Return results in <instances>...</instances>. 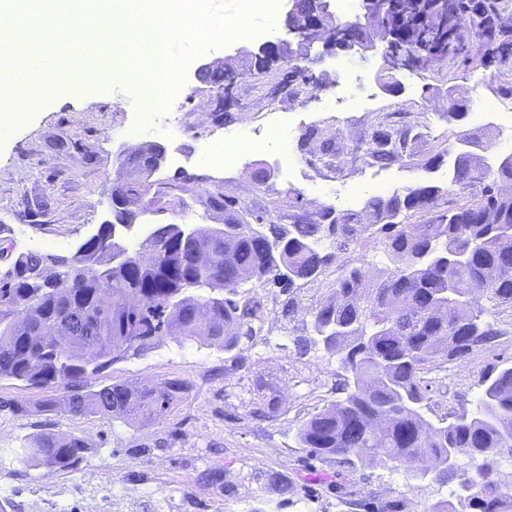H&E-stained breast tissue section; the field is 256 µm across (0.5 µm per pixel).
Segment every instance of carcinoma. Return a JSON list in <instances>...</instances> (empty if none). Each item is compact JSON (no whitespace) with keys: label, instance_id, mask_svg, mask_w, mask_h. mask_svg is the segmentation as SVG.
Instances as JSON below:
<instances>
[{"label":"carcinoma","instance_id":"1","mask_svg":"<svg viewBox=\"0 0 512 512\" xmlns=\"http://www.w3.org/2000/svg\"><path fill=\"white\" fill-rule=\"evenodd\" d=\"M389 49L414 62H463L465 41L485 40L495 56L512 53V0H392ZM412 128L395 112L381 117L361 148L369 165L408 155ZM451 183L469 197L448 200L429 183L375 196L361 212H294L288 223L223 196L224 236L201 229L181 238L156 224L126 261L112 264L104 243L70 255L21 252L0 278V381L55 392L42 411L159 421L187 385L152 388L100 383L112 364L153 349L167 336L226 352L257 335L264 297L242 284L271 283L287 296L280 314L295 319L312 298L310 325L294 337L298 355L321 345L340 355L345 397L298 431L302 447L351 467L368 463L402 472L406 483L449 490L428 512H512V365L479 380L477 408L434 424L425 376L438 362L462 359L505 335L485 318L512 311V169H491L478 152L454 154ZM379 237L388 266L371 272L343 260ZM292 273L279 280L277 269ZM75 436L42 432L15 450L21 462L61 471L85 452ZM264 492L288 493L277 473ZM364 512H406L403 498L362 501Z\"/></svg>","mask_w":512,"mask_h":512}]
</instances>
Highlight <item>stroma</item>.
I'll use <instances>...</instances> for the list:
<instances>
[{
  "label": "stroma",
  "instance_id": "1",
  "mask_svg": "<svg viewBox=\"0 0 512 512\" xmlns=\"http://www.w3.org/2000/svg\"><path fill=\"white\" fill-rule=\"evenodd\" d=\"M71 14L46 9L29 10L20 27L32 49L47 52L70 35ZM102 36L89 41L84 52L58 60L57 73L73 76L81 91L58 90L39 110L27 114L0 135V240L10 239L16 250L73 253L77 244L112 221V190L125 178L120 154L158 141L168 153L182 154L183 167L162 164L154 181L171 184L161 198L145 191L137 205L139 217L131 229H118L123 243L142 240L152 224L214 226L224 221L222 211L208 205L210 195L225 194L248 206L274 213L288 210L289 192H298L304 207L330 206L336 212L362 211L377 196V182L396 190L409 184L448 183V165L426 170L423 162L447 149L464 133L479 136L487 163L512 145V127L495 114L474 122L472 113L487 101L512 111V74L497 72L485 61L482 39L466 41L469 65L440 63L425 71H401L402 89L386 93L377 87L379 54L349 57L314 46L307 70L288 90L276 91L289 66L274 63L261 79L242 73L224 99V114H215L216 89L197 71L200 64L223 59L237 49L257 51L258 43L240 37L196 57L185 84L192 90L180 113L188 134L171 139L156 131L133 137L127 128L137 113L147 111L144 95L130 83L109 80V71L126 62L127 49L119 29L108 19L99 23ZM355 100L352 109L335 103V94ZM465 111L463 120L449 121V101ZM401 112L421 136L413 144V158L386 167L362 163L359 148L367 140L374 117ZM277 117L288 131V150L297 162V175L288 178L269 147L243 156L230 169L212 165L200 154L203 142L223 131L265 127ZM344 149L339 170L324 167L318 156L323 140ZM275 163L262 186H255V164ZM355 188V202L341 204L344 190ZM300 310L294 322L270 315L253 339L239 350H222L166 337L157 347L113 364L101 375L105 381H124L151 387L183 380L187 390L158 422L97 416L73 417L44 413V392L16 381L0 382V397L24 405L13 414L0 411V471L14 475L21 491L13 512H37L34 488L80 477L109 478L113 512H349L348 499L406 498L407 512H426L432 502L446 497L435 485L407 486L401 472L380 466L349 467L315 459L301 448L297 432L314 413L340 400L336 379L338 356L316 349L296 355L294 328L309 322ZM503 331L492 346L451 364L448 372L433 375L429 387L433 403L427 417L437 421L446 408L473 411L481 392L479 380L491 365L512 361V315L498 317ZM261 397L275 408L274 417L254 413L251 402ZM43 431L61 437H81L86 450L72 469L45 473L23 465L15 457L23 438ZM222 469L232 493L200 481L208 468ZM279 472L290 484L288 494L264 499L261 487L267 474Z\"/></svg>",
  "mask_w": 512,
  "mask_h": 512
}]
</instances>
